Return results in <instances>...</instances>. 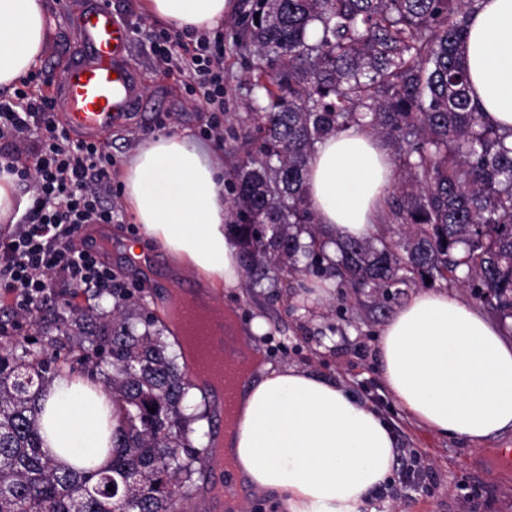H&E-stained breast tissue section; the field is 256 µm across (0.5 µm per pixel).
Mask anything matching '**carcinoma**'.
I'll list each match as a JSON object with an SVG mask.
<instances>
[{"label": "carcinoma", "instance_id": "cac0c4a2", "mask_svg": "<svg viewBox=\"0 0 512 512\" xmlns=\"http://www.w3.org/2000/svg\"><path fill=\"white\" fill-rule=\"evenodd\" d=\"M477 0H254L241 24L253 65L254 150L225 180L228 226L248 287L330 273L385 292L417 278L472 288L512 317V148L470 96L468 23ZM362 125L393 148L401 179L388 222L399 242L337 239L326 251L305 181L315 144ZM73 309L56 334L0 344V512H182L210 448L203 416L139 298L112 289ZM101 375L121 414L112 466L62 468L43 451L38 401L64 374Z\"/></svg>", "mask_w": 512, "mask_h": 512}]
</instances>
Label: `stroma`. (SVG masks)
Segmentation results:
<instances>
[{
  "label": "stroma",
  "instance_id": "obj_1",
  "mask_svg": "<svg viewBox=\"0 0 512 512\" xmlns=\"http://www.w3.org/2000/svg\"><path fill=\"white\" fill-rule=\"evenodd\" d=\"M84 2L45 0L47 43L41 70L62 74L78 49L72 16ZM111 3L114 16L130 28L128 61L140 76L144 107L106 137L115 161L112 200L119 218L110 224L87 226L75 241L80 248L94 247L103 236L117 244L135 236L137 226L125 205L121 178L128 157L146 141L189 130L227 167L232 154H244L249 147L242 132L249 126L248 86L254 58L239 49L233 33L251 0H236L235 12L208 34L210 42L224 50V95L212 104L189 92L187 78L159 69L151 42L160 25L142 12L139 0ZM102 260L127 288L141 289L148 311L159 321L169 322V310L155 287L157 276L169 265L164 253L155 254L149 276L140 274L118 247ZM428 288L447 290L478 310L486 308L470 289L440 278L396 284L382 294L369 288H330L313 303L283 285L274 292L228 288L218 292L216 301L240 325H248L257 316L266 319L269 332L256 343L268 361L302 368L349 387L391 422L397 447L418 451L433 473L431 486L424 490L391 476L388 489L377 498V512H512V474L499 471L492 463L495 449L512 448L511 429L483 441L435 435L408 419L384 386L377 364L379 334L413 294Z\"/></svg>",
  "mask_w": 512,
  "mask_h": 512
}]
</instances>
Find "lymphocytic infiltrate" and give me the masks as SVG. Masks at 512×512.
<instances>
[{
	"instance_id": "f902f5d3",
	"label": "lymphocytic infiltrate",
	"mask_w": 512,
	"mask_h": 512,
	"mask_svg": "<svg viewBox=\"0 0 512 512\" xmlns=\"http://www.w3.org/2000/svg\"><path fill=\"white\" fill-rule=\"evenodd\" d=\"M153 52L163 70H178L204 101L224 92V53L199 38L184 50L180 34L162 32ZM40 91H32V81ZM24 77L8 100H0V170L31 186V204L0 234V295L9 298L14 319L0 334L20 330L22 320L52 294L95 288L111 291L115 277L98 253L76 249L74 241L91 224H109L114 206L112 154L104 144L72 139L54 118L44 88L55 80L43 73Z\"/></svg>"
}]
</instances>
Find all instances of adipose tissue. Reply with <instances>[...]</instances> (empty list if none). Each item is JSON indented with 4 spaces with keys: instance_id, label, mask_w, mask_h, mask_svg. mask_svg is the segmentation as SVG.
Returning a JSON list of instances; mask_svg holds the SVG:
<instances>
[{
    "instance_id": "ef3b65f1",
    "label": "adipose tissue",
    "mask_w": 512,
    "mask_h": 512,
    "mask_svg": "<svg viewBox=\"0 0 512 512\" xmlns=\"http://www.w3.org/2000/svg\"><path fill=\"white\" fill-rule=\"evenodd\" d=\"M143 7L170 26L200 32L217 28L234 2L143 0ZM45 40L43 0H0V88L39 66ZM466 65L474 103L508 132L512 147V0H479ZM395 177L385 144L353 125L316 144L306 197L328 238H365L376 231ZM122 183L139 226L125 246L132 258L155 246L204 288L239 286L242 258L226 225L224 172L208 147L186 132L159 136L138 148ZM377 352L391 398L433 433L478 440L512 429V340L457 296L415 294L386 324ZM41 403L40 432L58 464L107 463L119 426L108 390L65 376ZM237 404L238 416L214 441L228 446L242 488L274 493L288 512H362L391 478L390 424L345 386L256 355Z\"/></svg>"
}]
</instances>
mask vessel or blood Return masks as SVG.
Segmentation results:
<instances>
[{"label": "vessel or blood", "mask_w": 512, "mask_h": 512, "mask_svg": "<svg viewBox=\"0 0 512 512\" xmlns=\"http://www.w3.org/2000/svg\"><path fill=\"white\" fill-rule=\"evenodd\" d=\"M76 36L83 54L53 88L54 109L72 137L98 142L135 115L142 84L127 63L129 29L115 18L107 0H94L82 11Z\"/></svg>", "instance_id": "obj_1"}]
</instances>
